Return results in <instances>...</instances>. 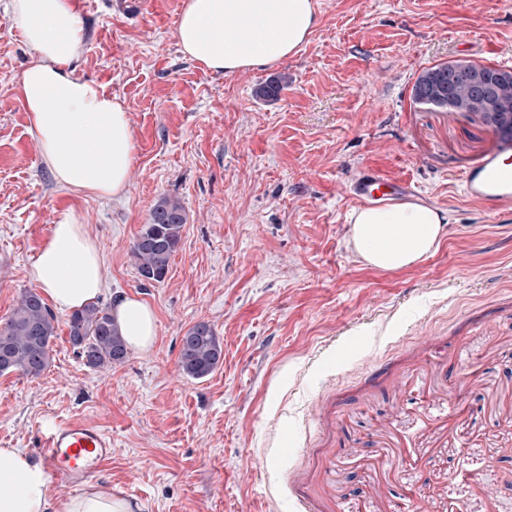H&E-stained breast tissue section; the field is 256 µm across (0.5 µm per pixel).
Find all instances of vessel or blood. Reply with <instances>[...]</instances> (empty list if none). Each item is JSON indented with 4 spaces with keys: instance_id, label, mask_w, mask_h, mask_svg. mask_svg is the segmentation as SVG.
Masks as SVG:
<instances>
[{
    "instance_id": "b4317fda",
    "label": "vessel or blood",
    "mask_w": 512,
    "mask_h": 512,
    "mask_svg": "<svg viewBox=\"0 0 512 512\" xmlns=\"http://www.w3.org/2000/svg\"><path fill=\"white\" fill-rule=\"evenodd\" d=\"M501 152L484 156L463 179L467 196L499 209L512 204V167L502 164ZM409 180L387 178L368 168L350 184L355 201L388 200L413 194ZM112 458V439L98 427L83 422H63L50 428L40 461L47 475L78 483L92 479Z\"/></svg>"
}]
</instances>
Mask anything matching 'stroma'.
<instances>
[{"instance_id": "stroma-1", "label": "stroma", "mask_w": 512, "mask_h": 512, "mask_svg": "<svg viewBox=\"0 0 512 512\" xmlns=\"http://www.w3.org/2000/svg\"><path fill=\"white\" fill-rule=\"evenodd\" d=\"M139 2L75 0L76 72L135 141L123 195L98 197L41 158L14 90L35 54L0 0V323L63 209L102 253L100 305L123 293L157 319L150 352L93 370L58 314L47 369L0 374V447L35 457L50 425L93 423L112 438L98 482L142 512L512 508V209L463 186L498 141L411 95L426 68L512 55V0H316L294 56L231 75L181 53L183 0ZM366 166L447 211L434 254L383 271L353 251L346 187ZM164 195L187 221L155 282L131 245ZM199 323L224 359L194 379L178 355Z\"/></svg>"}]
</instances>
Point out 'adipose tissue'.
Returning a JSON list of instances; mask_svg holds the SVG:
<instances>
[{
    "label": "adipose tissue",
    "instance_id": "adipose-tissue-1",
    "mask_svg": "<svg viewBox=\"0 0 512 512\" xmlns=\"http://www.w3.org/2000/svg\"><path fill=\"white\" fill-rule=\"evenodd\" d=\"M10 19L36 55L17 82L40 155L64 187L98 196L121 195L135 148L123 103L79 77L85 51L74 0H10ZM317 24L316 0H185L177 38L191 60L215 73L267 66L305 45ZM350 242L370 267L401 270L434 253L448 234V217L422 202L354 209ZM97 242L73 212L62 211L29 276L55 310L70 313L103 290ZM112 317L129 349L155 341L151 307L118 298ZM0 512H140L102 484L61 498L23 450L0 448Z\"/></svg>",
    "mask_w": 512,
    "mask_h": 512
}]
</instances>
